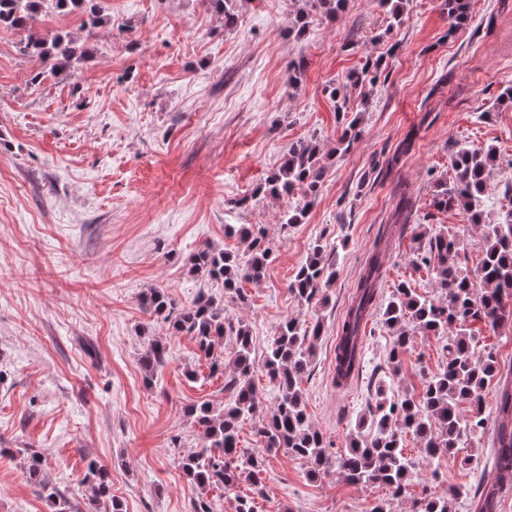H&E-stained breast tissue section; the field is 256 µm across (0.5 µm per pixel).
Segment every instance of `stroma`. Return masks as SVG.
Returning a JSON list of instances; mask_svg holds the SVG:
<instances>
[{
  "label": "stroma",
  "mask_w": 512,
  "mask_h": 512,
  "mask_svg": "<svg viewBox=\"0 0 512 512\" xmlns=\"http://www.w3.org/2000/svg\"><path fill=\"white\" fill-rule=\"evenodd\" d=\"M107 24L45 7L31 31L0 30V512H55L41 483L56 487L70 512H88V461L105 466L111 500L123 512H191L200 491L177 459L201 444L188 406L228 399L223 376L187 336H172L146 312L141 295L163 289L176 307L200 293L223 298L227 316L251 329L253 382L271 411L276 390L261 368L263 350L285 319L320 324L309 378L301 388L310 424L332 456L343 454L372 401L379 372L397 393L419 395L438 369L441 347L417 332L400 368L389 367L391 331L381 309L410 282L435 296L411 262L415 237L437 229L461 241V261L478 272L481 234L455 209L437 210L434 184L455 176L459 148H498L487 180V223L512 216V0H469L466 25L453 26L444 0H408L390 27L378 0H348L330 21L311 13L302 33L288 21L302 0H236L225 27L208 0H98ZM61 32L87 54L74 73L31 83L38 63L22 52L29 32ZM303 61L298 83L288 65ZM376 69V84L346 76ZM348 102L338 113L330 96ZM368 108H361V99ZM359 137L337 148L344 120ZM318 137L325 153L319 192L301 223L283 225L302 192L261 193L289 147ZM397 166H390V159ZM415 202L404 236L390 245L377 310L365 323L363 375L345 389L334 380L337 327L378 230L399 205ZM228 224L261 229L273 248L264 276L243 282L246 302L221 283L191 275L195 254L244 252ZM336 267L323 297L305 304L288 285L313 244ZM165 340L153 376L139 363L148 337ZM197 370L190 378L188 370ZM241 423L239 445L267 469L258 512H411L412 502L487 482L490 437L474 441L478 467L427 460L404 440L415 474L403 495L353 485L339 471L310 480L305 461L267 453ZM44 460L31 480L27 453Z\"/></svg>",
  "instance_id": "stroma-1"
}]
</instances>
